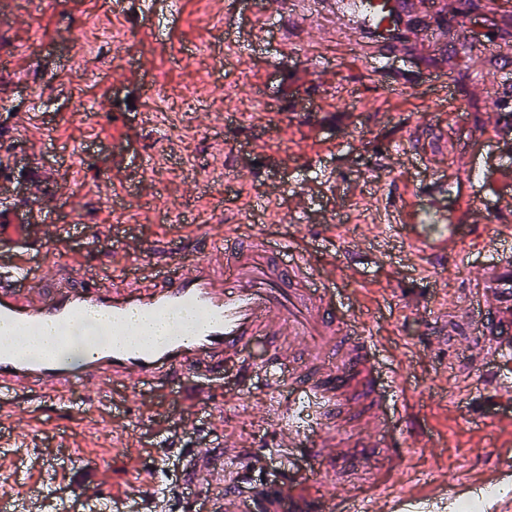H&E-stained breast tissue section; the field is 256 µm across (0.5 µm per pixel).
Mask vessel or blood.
<instances>
[{"label": "vessel or blood", "instance_id": "b4317fda", "mask_svg": "<svg viewBox=\"0 0 512 512\" xmlns=\"http://www.w3.org/2000/svg\"><path fill=\"white\" fill-rule=\"evenodd\" d=\"M415 0H341L336 26L357 24L370 58L394 52L418 54L429 41H443L445 29L425 40L419 26L405 23ZM470 224H433L428 233L409 238L413 253H438L460 260ZM28 241L54 239L55 275L44 280L29 251L0 266V420L11 419L27 402L47 411L60 405L82 410L80 400L63 393L87 385L98 396L108 389L144 391L160 384L171 395L184 390L189 378L203 379L234 367L241 382L260 376L271 388L288 387L292 398L279 406L280 428L291 448L309 432L313 466L304 473L280 465V451L267 460L277 467L274 484L250 489V467L243 452L226 459L217 450H188L184 466V509L195 512V494L207 483L224 482L222 512H336L335 501L313 488L350 466L369 448L384 446L399 458L403 450L390 431L403 419L401 403L389 402L399 389V374L382 381L374 360L372 328L348 317L333 300V278L315 274L306 255L284 243L271 245L263 231L240 239L224 230L215 246L199 230L181 247L160 242L150 251L146 277L130 273L128 248L114 250L112 275L103 278L79 263L62 232L33 214L25 225ZM467 314L478 319L471 345V364L512 358V254H495L468 291ZM90 322L104 326V336L88 341L78 355L69 352L77 331ZM311 336L315 344L300 360L292 342ZM356 382L361 407L353 438L330 432L346 408L332 376ZM229 478H221V471ZM467 483L439 486L427 499L392 497L389 512H445Z\"/></svg>", "mask_w": 512, "mask_h": 512}]
</instances>
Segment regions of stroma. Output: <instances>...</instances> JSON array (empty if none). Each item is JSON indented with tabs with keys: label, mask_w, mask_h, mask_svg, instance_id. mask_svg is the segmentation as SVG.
I'll use <instances>...</instances> for the list:
<instances>
[{
	"label": "stroma",
	"mask_w": 512,
	"mask_h": 512,
	"mask_svg": "<svg viewBox=\"0 0 512 512\" xmlns=\"http://www.w3.org/2000/svg\"><path fill=\"white\" fill-rule=\"evenodd\" d=\"M259 2L0 0V225L26 223L40 181L48 223L105 226L102 239L74 241L104 273L130 234L147 247L198 226L219 238L225 225L247 235L263 223L270 240L335 270L337 301L372 324L383 366L402 375V460L372 453L321 493L345 500L380 481L396 495L454 481L512 493V480H493L512 431L470 424L497 395L455 333L482 263L512 252L500 234L512 213L467 240L458 263L412 258L407 229L385 225L394 206L461 223L512 198V122L497 119L512 103V0H474L450 22L447 47L467 51L435 45L384 65L357 34L336 33L331 14L292 30L278 2L255 20ZM98 31L112 41L90 49L82 37ZM480 78L487 90H476ZM79 98L90 111L77 117ZM264 192L270 204L255 210ZM233 386L225 373L213 418L193 427L160 387L81 413L24 405L17 446L0 458V495L41 512H104L75 495L80 469L102 464L119 512L144 497L161 512L169 490L149 487L143 469L161 460L180 474L188 448L262 457L279 444L275 397L260 387L226 398Z\"/></svg>",
	"instance_id": "stroma-1"
}]
</instances>
